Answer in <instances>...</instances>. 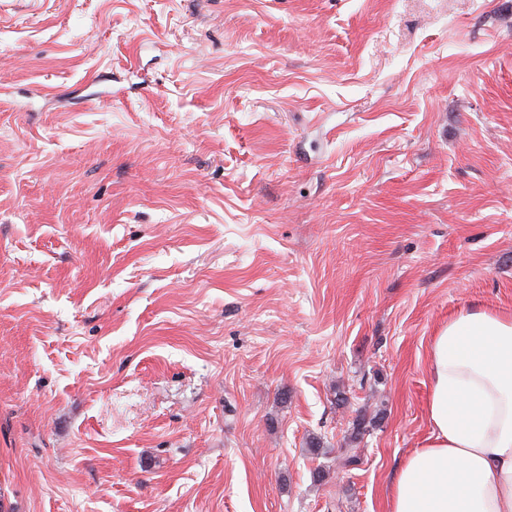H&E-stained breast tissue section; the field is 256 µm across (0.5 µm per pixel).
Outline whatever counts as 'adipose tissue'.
<instances>
[{"mask_svg": "<svg viewBox=\"0 0 512 512\" xmlns=\"http://www.w3.org/2000/svg\"><path fill=\"white\" fill-rule=\"evenodd\" d=\"M427 364L430 435L398 470L388 512H512V314L461 312Z\"/></svg>", "mask_w": 512, "mask_h": 512, "instance_id": "ef3b65f1", "label": "adipose tissue"}]
</instances>
